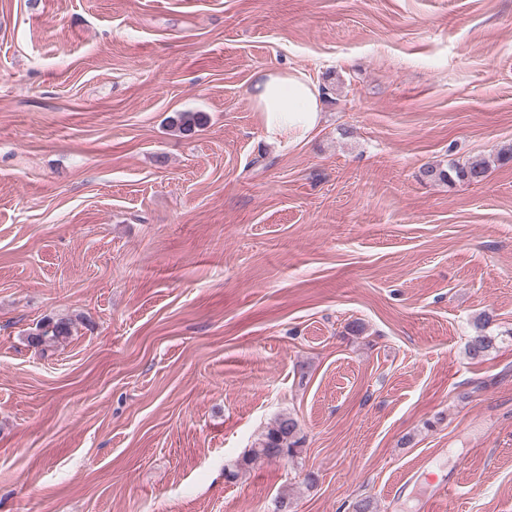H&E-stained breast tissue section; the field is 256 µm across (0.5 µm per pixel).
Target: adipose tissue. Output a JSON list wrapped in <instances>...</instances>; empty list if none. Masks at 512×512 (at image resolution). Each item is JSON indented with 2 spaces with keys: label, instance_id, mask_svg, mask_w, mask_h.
Segmentation results:
<instances>
[{
  "label": "adipose tissue",
  "instance_id": "ef3b65f1",
  "mask_svg": "<svg viewBox=\"0 0 512 512\" xmlns=\"http://www.w3.org/2000/svg\"><path fill=\"white\" fill-rule=\"evenodd\" d=\"M249 94L264 138L278 148L304 144L321 124V91L300 69L257 71Z\"/></svg>",
  "mask_w": 512,
  "mask_h": 512
}]
</instances>
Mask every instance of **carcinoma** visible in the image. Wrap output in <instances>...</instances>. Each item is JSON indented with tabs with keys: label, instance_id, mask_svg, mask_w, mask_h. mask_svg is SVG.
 Segmentation results:
<instances>
[{
	"label": "carcinoma",
	"instance_id": "carcinoma-1",
	"mask_svg": "<svg viewBox=\"0 0 512 512\" xmlns=\"http://www.w3.org/2000/svg\"><path fill=\"white\" fill-rule=\"evenodd\" d=\"M178 130L186 137L193 136L203 125V116L199 112H181L175 119ZM488 164L485 162L469 165L452 164L446 169L428 166L424 174L432 180L452 182L455 180L478 183L485 179ZM492 324V316L482 315L475 326L474 333L466 345L467 356L475 361L484 359L495 350L501 339L487 331ZM70 335L69 324L63 320H47L37 332L30 335L29 342L35 346H45ZM305 436L299 420L291 414L281 413L269 424L266 431L246 454L235 464V468L226 472L228 480H234L242 470L250 468L260 461H288L302 454Z\"/></svg>",
	"mask_w": 512,
	"mask_h": 512
}]
</instances>
